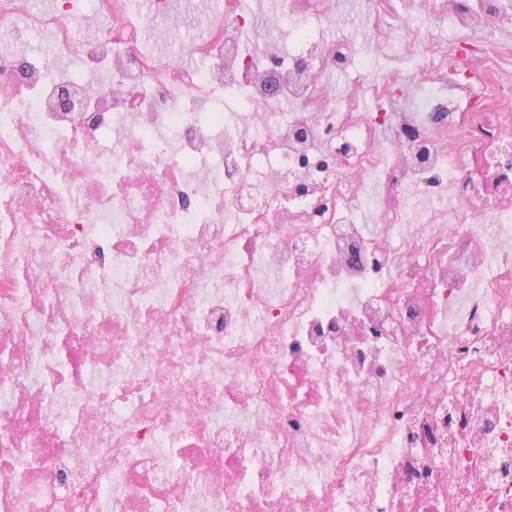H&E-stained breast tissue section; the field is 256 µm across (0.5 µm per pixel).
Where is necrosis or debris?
Returning <instances> with one entry per match:
<instances>
[{
    "instance_id": "necrosis-or-debris-1",
    "label": "necrosis or debris",
    "mask_w": 512,
    "mask_h": 512,
    "mask_svg": "<svg viewBox=\"0 0 512 512\" xmlns=\"http://www.w3.org/2000/svg\"><path fill=\"white\" fill-rule=\"evenodd\" d=\"M404 2L371 0L369 46L420 44L418 74L309 34L327 0H287L288 53L240 0L203 39L149 0L162 60L127 0L105 28L0 0V512H512V0H428L445 43ZM34 29L80 75L20 62ZM429 185L450 205L411 223ZM413 8L410 10L413 22L417 23L423 18H429L428 38L448 41L456 36L458 23L457 19L451 14H441L435 16L428 15L426 0H412Z\"/></svg>"
}]
</instances>
